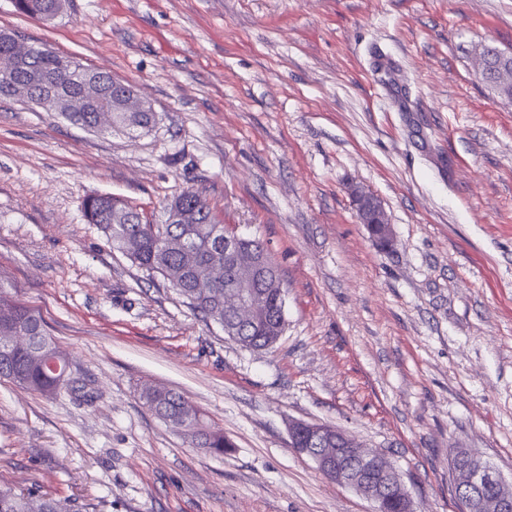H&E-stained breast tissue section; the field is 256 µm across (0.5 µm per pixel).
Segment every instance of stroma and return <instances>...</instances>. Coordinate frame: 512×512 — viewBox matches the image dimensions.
I'll return each instance as SVG.
<instances>
[{
	"label": "stroma",
	"instance_id": "1",
	"mask_svg": "<svg viewBox=\"0 0 512 512\" xmlns=\"http://www.w3.org/2000/svg\"><path fill=\"white\" fill-rule=\"evenodd\" d=\"M1 29L129 82L158 124L93 132L0 98V289L84 390L0 380V488L97 512H373L292 422L384 454L414 512H460L453 448L512 480V101L478 75L485 47L512 48V0H67L51 23L0 0ZM189 187L275 261L272 347L205 321L82 209L109 194L159 222ZM149 386L232 450L192 447ZM375 197L369 194L357 193L354 197V202L356 209L359 210L360 213L363 211H368V204H372L373 211V222L371 224H366L370 234L373 238L377 239V242L381 246H388L390 243V238L387 234V228L385 224H376L377 222H382L385 219L384 212L379 202L375 201ZM141 398L149 410L168 426L176 429L174 422L177 420L186 423L180 432L190 439L195 448L215 455H224L233 448L224 433L208 426L200 410L188 407L179 393L164 388L146 387Z\"/></svg>",
	"mask_w": 512,
	"mask_h": 512
}]
</instances>
